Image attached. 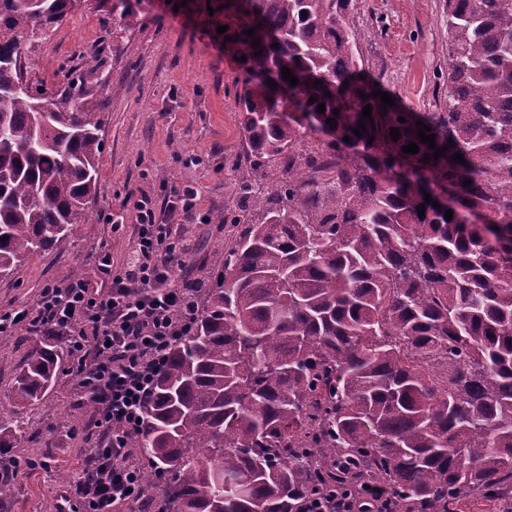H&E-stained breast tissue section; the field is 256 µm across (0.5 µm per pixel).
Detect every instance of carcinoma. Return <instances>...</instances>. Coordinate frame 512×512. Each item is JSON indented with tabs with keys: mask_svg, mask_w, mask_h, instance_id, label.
I'll list each match as a JSON object with an SVG mask.
<instances>
[{
	"mask_svg": "<svg viewBox=\"0 0 512 512\" xmlns=\"http://www.w3.org/2000/svg\"><path fill=\"white\" fill-rule=\"evenodd\" d=\"M78 2L0 0V278L91 220L100 85L18 86L25 32ZM98 3L136 18L132 0ZM353 9L248 0L237 98L251 175L218 220L242 230L214 254L219 282L128 439L145 487L135 512H306L375 485L386 512H512V0H446V112L371 96ZM258 26L256 47L245 31ZM418 121L436 148L452 144L440 158ZM410 143L418 153L402 152ZM33 341L0 450L26 437L24 413L61 372L58 341Z\"/></svg>",
	"mask_w": 512,
	"mask_h": 512,
	"instance_id": "cac0c4a2",
	"label": "carcinoma"
}]
</instances>
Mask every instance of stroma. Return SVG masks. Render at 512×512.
<instances>
[{"label":"stroma","mask_w":512,"mask_h":512,"mask_svg":"<svg viewBox=\"0 0 512 512\" xmlns=\"http://www.w3.org/2000/svg\"><path fill=\"white\" fill-rule=\"evenodd\" d=\"M215 11H208L207 2ZM143 24L124 25L98 10V0L78 8L51 28L28 34L26 74L32 81L63 85L83 71V56L95 57L101 96L103 152L95 221L52 250L29 259L10 277L0 278V314L33 305L42 288L57 282L62 269L96 271L111 257L120 267L131 250L136 214L129 194L164 199L173 188H196L210 214L236 201L235 184L245 175L244 134L237 120L236 81L243 64L231 37L238 30V0H140ZM358 33L360 65L406 112L448 109V25L444 0H356L349 18ZM226 34H218L219 26ZM196 247L181 257L185 271L207 263L231 233L218 223L192 224ZM32 347L31 335L17 330L0 346V403L7 402L15 369ZM93 408L71 374L27 414L29 440L0 452V468L15 473L0 512H56L68 482L83 468L82 434L75 420Z\"/></svg>","instance_id":"1"}]
</instances>
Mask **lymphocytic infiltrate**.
<instances>
[{"label": "lymphocytic infiltrate", "instance_id": "f902f5d3", "mask_svg": "<svg viewBox=\"0 0 512 512\" xmlns=\"http://www.w3.org/2000/svg\"><path fill=\"white\" fill-rule=\"evenodd\" d=\"M133 208V247L120 268L103 259L96 276L46 285L20 313L29 331L61 337L78 386L95 398L81 427L87 446L70 487L73 512H122L142 496L126 440L140 432L168 350L191 329L212 285L206 268L185 275L177 261L192 245L176 216L208 219L195 189L172 190L161 206L143 193Z\"/></svg>", "mask_w": 512, "mask_h": 512}]
</instances>
